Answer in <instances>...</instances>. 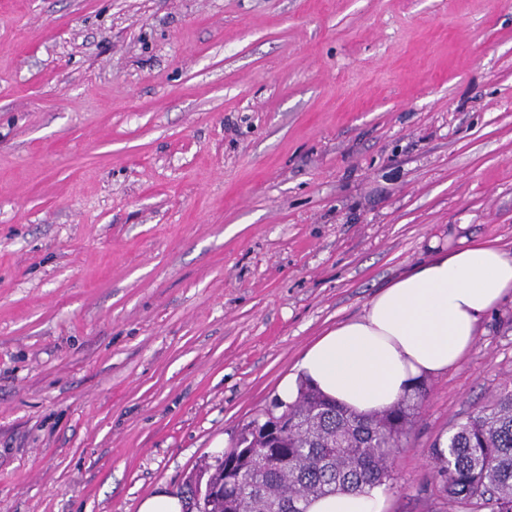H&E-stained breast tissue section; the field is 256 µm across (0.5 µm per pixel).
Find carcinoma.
Instances as JSON below:
<instances>
[{
    "mask_svg": "<svg viewBox=\"0 0 512 512\" xmlns=\"http://www.w3.org/2000/svg\"><path fill=\"white\" fill-rule=\"evenodd\" d=\"M417 405L402 399L373 415L351 412L311 388L266 419H283L288 430L270 439L248 426L238 438L234 468L224 458L200 471L224 493L196 500L186 484L195 512H307L309 499L338 492H363L385 484L392 459ZM248 448H275L279 463L267 465ZM432 459L444 478L445 492L471 512H512V390L454 426L448 447L433 448Z\"/></svg>",
    "mask_w": 512,
    "mask_h": 512,
    "instance_id": "carcinoma-1",
    "label": "carcinoma"
}]
</instances>
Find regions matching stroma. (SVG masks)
Segmentation results:
<instances>
[{"mask_svg": "<svg viewBox=\"0 0 512 512\" xmlns=\"http://www.w3.org/2000/svg\"><path fill=\"white\" fill-rule=\"evenodd\" d=\"M512 252V0H0V512H138L430 241ZM387 512L512 389L425 381Z\"/></svg>", "mask_w": 512, "mask_h": 512, "instance_id": "35a3bbf8", "label": "stroma"}]
</instances>
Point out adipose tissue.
Here are the masks:
<instances>
[{
	"instance_id": "ef3b65f1",
	"label": "adipose tissue",
	"mask_w": 512,
	"mask_h": 512,
	"mask_svg": "<svg viewBox=\"0 0 512 512\" xmlns=\"http://www.w3.org/2000/svg\"><path fill=\"white\" fill-rule=\"evenodd\" d=\"M512 296V254L491 241L435 251L381 287L362 315L326 330L277 384L279 406L306 383L368 415L459 364L481 317ZM381 489L313 499L307 512H386Z\"/></svg>"
}]
</instances>
